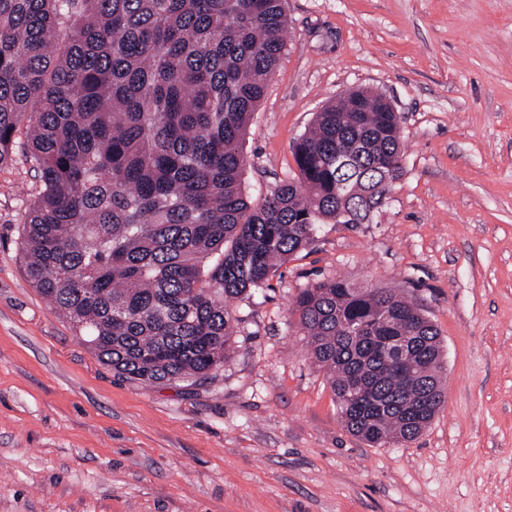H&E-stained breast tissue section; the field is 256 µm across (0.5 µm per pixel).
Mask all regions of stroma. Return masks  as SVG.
Instances as JSON below:
<instances>
[{
    "mask_svg": "<svg viewBox=\"0 0 512 512\" xmlns=\"http://www.w3.org/2000/svg\"><path fill=\"white\" fill-rule=\"evenodd\" d=\"M287 42L249 126L246 193L297 172L294 141L349 90L401 117L404 174L365 224L233 303L215 380L103 365L23 270L40 188L18 135L0 166V512H512V0H286ZM344 279L438 327L445 402L414 440L343 427L293 315Z\"/></svg>",
    "mask_w": 512,
    "mask_h": 512,
    "instance_id": "stroma-1",
    "label": "stroma"
}]
</instances>
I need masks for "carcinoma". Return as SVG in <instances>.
Masks as SVG:
<instances>
[{
  "mask_svg": "<svg viewBox=\"0 0 512 512\" xmlns=\"http://www.w3.org/2000/svg\"><path fill=\"white\" fill-rule=\"evenodd\" d=\"M286 30L284 0H0V165L25 122L41 181L25 272L120 374L213 377L234 350L232 302L318 225L364 223L404 174L401 117L357 88L296 141L294 178L257 202L244 192L248 125ZM292 313L352 435L409 442L442 407L440 332L395 291L319 281Z\"/></svg>",
  "mask_w": 512,
  "mask_h": 512,
  "instance_id": "cac0c4a2",
  "label": "carcinoma"
}]
</instances>
